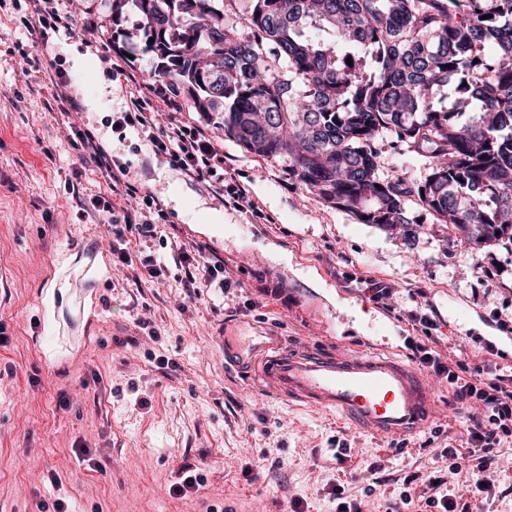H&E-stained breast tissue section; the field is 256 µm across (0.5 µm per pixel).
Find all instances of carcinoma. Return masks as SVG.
Here are the masks:
<instances>
[{
    "instance_id": "obj_1",
    "label": "carcinoma",
    "mask_w": 512,
    "mask_h": 512,
    "mask_svg": "<svg viewBox=\"0 0 512 512\" xmlns=\"http://www.w3.org/2000/svg\"><path fill=\"white\" fill-rule=\"evenodd\" d=\"M116 2L143 17L155 76L328 203L409 235L419 206L452 238L512 243V0H252L243 36L236 0ZM386 141L423 180L381 172Z\"/></svg>"
}]
</instances>
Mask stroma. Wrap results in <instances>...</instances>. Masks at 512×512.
<instances>
[{"label":"stroma","instance_id":"35a3bbf8","mask_svg":"<svg viewBox=\"0 0 512 512\" xmlns=\"http://www.w3.org/2000/svg\"><path fill=\"white\" fill-rule=\"evenodd\" d=\"M59 4L72 31L37 42L25 30L30 0L0 7V324L9 337L0 344V512H54L60 500L71 512H335L337 486L371 512H394L388 477L430 467L435 450L465 437L448 382L426 377L439 405L426 431L376 438L259 391L225 368L224 339L273 327L290 345L382 348L411 364L418 311L437 323L450 359H488L512 376V245L458 247L420 207L409 238L361 223L298 184L287 163L224 137L219 167L258 211L226 206L143 135L112 129L127 109L112 75L113 31L131 49L127 70L152 76L141 16L104 0ZM56 72L76 110L50 109ZM78 131L126 167L136 197H113L109 178L74 149ZM101 195L114 212L93 208ZM145 195L162 210L161 235L129 233L126 246L166 264L159 282L104 257L107 223ZM179 242L205 246L234 287H204L190 301ZM366 277L391 285L389 303L370 299ZM494 453L496 493L469 512H512V436ZM188 468L205 482L175 494Z\"/></svg>","mask_w":512,"mask_h":512}]
</instances>
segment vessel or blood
<instances>
[{"label": "vessel or blood", "mask_w": 512, "mask_h": 512, "mask_svg": "<svg viewBox=\"0 0 512 512\" xmlns=\"http://www.w3.org/2000/svg\"><path fill=\"white\" fill-rule=\"evenodd\" d=\"M224 365L266 391L376 436L414 434L436 417L432 397L414 371L382 353L352 357L288 350L268 329L250 352L225 345Z\"/></svg>", "instance_id": "obj_1"}]
</instances>
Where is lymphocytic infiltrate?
<instances>
[{
  "instance_id": "lymphocytic-infiltrate-1",
  "label": "lymphocytic infiltrate",
  "mask_w": 512,
  "mask_h": 512,
  "mask_svg": "<svg viewBox=\"0 0 512 512\" xmlns=\"http://www.w3.org/2000/svg\"><path fill=\"white\" fill-rule=\"evenodd\" d=\"M126 97L129 109L113 120L114 129L130 128L142 133L153 151L169 155L182 170L208 183L214 192L226 195L235 207L246 203L247 196L233 175L218 173L214 167L213 162L220 149L207 126L181 121L173 116L167 121H158L162 108L172 105L162 84L131 81L126 87ZM77 147L87 153L98 167L106 169L112 180L111 197H98L96 206L108 212L114 207V196H134V188L122 185L123 166L114 161L93 136L80 134ZM123 222V228L112 231L115 243L111 253L120 265L129 267L134 261L124 246L126 231L134 230L140 236L153 238L158 234V226L150 211L136 216L124 214ZM177 259L185 269V288L189 299L198 296L195 274L199 271L206 274L207 284L230 288L231 279L225 276L223 264L207 257L202 245H179ZM439 346V338L427 337L426 341L416 345V359L423 369L448 380L454 399L470 407L471 413L465 422L466 446L458 449L451 445L435 452V459L444 460V467L418 470L404 476V489L399 498L401 506L406 508L420 500L425 506L435 508L436 512H456L457 502L449 497L448 486L457 475H465L466 489L472 497L485 499L495 490L493 450L502 438L512 435V389L504 386L501 379L486 376L484 367L470 369L461 361L444 357Z\"/></svg>"
}]
</instances>
